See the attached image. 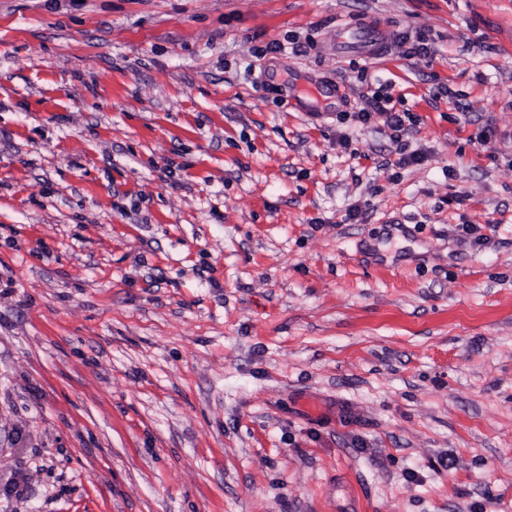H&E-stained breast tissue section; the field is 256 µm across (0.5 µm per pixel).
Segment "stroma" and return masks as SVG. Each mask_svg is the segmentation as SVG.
<instances>
[{"instance_id":"35a3bbf8","label":"stroma","mask_w":512,"mask_h":512,"mask_svg":"<svg viewBox=\"0 0 512 512\" xmlns=\"http://www.w3.org/2000/svg\"><path fill=\"white\" fill-rule=\"evenodd\" d=\"M350 507L512 512V0H0V512ZM374 100V108L376 112H370L364 109L361 112H358L360 122L366 123L371 119L373 114L376 113L385 117V123L391 130L395 132H401L404 130L405 118L410 121V114L408 112H396L394 105H392V97L384 96L382 98H374Z\"/></svg>"}]
</instances>
